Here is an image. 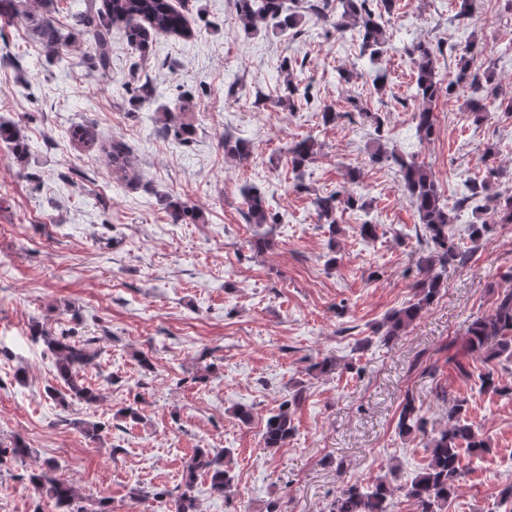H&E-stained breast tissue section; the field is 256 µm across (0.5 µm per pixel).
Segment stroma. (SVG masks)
I'll return each instance as SVG.
<instances>
[{
    "instance_id": "1",
    "label": "stroma",
    "mask_w": 512,
    "mask_h": 512,
    "mask_svg": "<svg viewBox=\"0 0 512 512\" xmlns=\"http://www.w3.org/2000/svg\"><path fill=\"white\" fill-rule=\"evenodd\" d=\"M186 6L194 37L157 36L143 58L113 30L104 75L89 69L84 42L65 47L58 63L30 20L0 27V121L19 124L30 146L20 166L0 143V445L20 438L31 450L0 468V512H57L29 482L48 459L86 501L157 512L150 491L179 493L197 448L231 449L236 474L223 496L197 478L199 512H267L272 502L278 512H329L344 483L368 487L394 467L387 512H416L404 486L428 463L430 438L447 428L451 396L467 399L468 419L491 448L466 459L442 512H504L512 393L462 382L441 358L490 312L494 291L512 288V224L498 223L481 200L457 210L450 231L472 257L449 267L413 326L384 340L378 324L413 298L425 232L396 167L371 154L381 143L429 164L449 205L471 178H489L494 194L512 196V113L474 122L466 107L473 91L459 86L434 103L437 134L421 140L409 55L420 42L437 48L435 72L445 79L456 69L449 47L473 42L481 49L473 72L491 67L512 85V7L476 0L461 20L454 0H398L375 64L357 31L337 35L312 14L295 31L248 34L232 0ZM381 67L387 80L379 88ZM343 71L350 81L340 80ZM142 83L152 90L145 105L130 93ZM328 107L338 117L326 125ZM367 110L380 113L383 137ZM167 112L194 123L193 143L161 134ZM75 125L91 127L94 144L71 142ZM307 135L321 150L297 175L288 149ZM115 139L128 146L139 183L122 179L104 156ZM228 139L247 142L250 156L227 158ZM351 168L370 207L343 212L332 233L313 200L340 189ZM247 185L282 223L246 222ZM163 193L195 208L197 222L172 223ZM478 217L492 230L475 249L468 226ZM366 222L375 237L361 236ZM264 233L274 246L256 249ZM36 324L97 351L82 376L100 402L63 408L48 399L47 388L61 381L33 339ZM326 357L335 371L316 370ZM298 388L294 436L266 449V419ZM441 390L447 398H438ZM409 396L423 427L403 434L397 423ZM239 405L251 408L249 423L235 417ZM128 406L138 420L122 417ZM86 422L103 423L98 439L83 433ZM134 488L145 498L131 499Z\"/></svg>"
}]
</instances>
